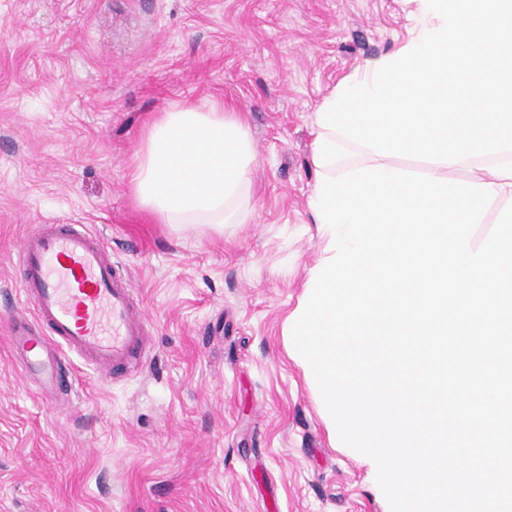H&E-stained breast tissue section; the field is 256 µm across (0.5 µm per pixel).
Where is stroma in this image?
<instances>
[{
    "label": "stroma",
    "mask_w": 512,
    "mask_h": 512,
    "mask_svg": "<svg viewBox=\"0 0 512 512\" xmlns=\"http://www.w3.org/2000/svg\"><path fill=\"white\" fill-rule=\"evenodd\" d=\"M409 0H0V512H391L344 447L284 322L325 240L308 206L315 111L408 40ZM248 121L251 185L215 232L162 224L130 174L158 112ZM39 224H84L134 289L152 342L66 392L11 349L18 257Z\"/></svg>",
    "instance_id": "obj_1"
}]
</instances>
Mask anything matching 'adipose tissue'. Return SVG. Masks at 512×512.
Returning <instances> with one entry per match:
<instances>
[{"label": "adipose tissue", "instance_id": "obj_1", "mask_svg": "<svg viewBox=\"0 0 512 512\" xmlns=\"http://www.w3.org/2000/svg\"><path fill=\"white\" fill-rule=\"evenodd\" d=\"M252 158L244 117L187 105L150 122L132 174L139 205L166 224L222 228L242 198Z\"/></svg>", "mask_w": 512, "mask_h": 512}]
</instances>
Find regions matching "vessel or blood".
Wrapping results in <instances>:
<instances>
[{
  "label": "vessel or blood",
  "mask_w": 512,
  "mask_h": 512,
  "mask_svg": "<svg viewBox=\"0 0 512 512\" xmlns=\"http://www.w3.org/2000/svg\"><path fill=\"white\" fill-rule=\"evenodd\" d=\"M19 261L20 290L34 314L16 313L11 341L29 376L59 388L63 350L112 377L140 365L149 340L146 318L85 225H41L26 234Z\"/></svg>",
  "instance_id": "obj_1"
}]
</instances>
